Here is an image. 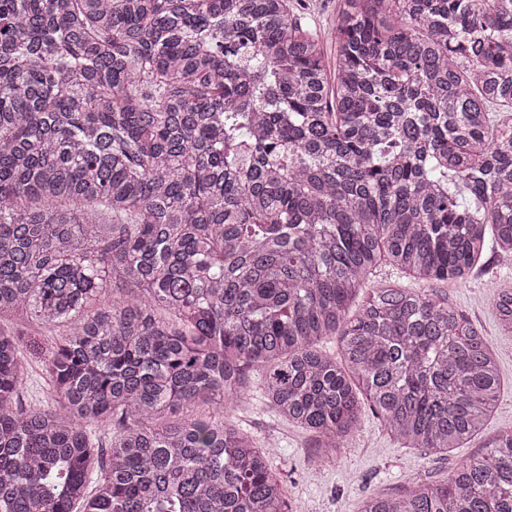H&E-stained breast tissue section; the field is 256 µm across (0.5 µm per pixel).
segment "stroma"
Here are the masks:
<instances>
[{
    "instance_id": "35a3bbf8",
    "label": "stroma",
    "mask_w": 512,
    "mask_h": 512,
    "mask_svg": "<svg viewBox=\"0 0 512 512\" xmlns=\"http://www.w3.org/2000/svg\"><path fill=\"white\" fill-rule=\"evenodd\" d=\"M291 4L302 25L321 39L328 68H335L336 46L330 32L341 0H291ZM507 283H512V260L493 258L469 284L451 281L436 286L439 295L480 325L495 348L504 382L484 435L447 453L432 455L403 447L366 409L346 447L334 460L321 461L310 434L270 411L258 389L261 371L249 373L248 402L232 419L262 447L271 449V469L283 479L293 512H360L366 496L400 495L413 479H423L431 487L440 485L459 464L481 453L487 435L512 429V334L499 327L492 307L496 287Z\"/></svg>"
}]
</instances>
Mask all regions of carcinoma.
<instances>
[{
	"mask_svg": "<svg viewBox=\"0 0 512 512\" xmlns=\"http://www.w3.org/2000/svg\"><path fill=\"white\" fill-rule=\"evenodd\" d=\"M332 38L334 82L288 0H0V320L66 327L0 330V512H289L229 423L254 368L329 459L366 401L406 448L484 431L496 352L433 285L512 255V0H344ZM382 262L423 287L349 316ZM484 448L360 512H512ZM4 328L13 332H22L25 334H31L32 336H40V338H43L53 343L55 341L60 340V338L62 337L60 335L63 333L62 328H55V330L52 328H39L38 326H34L33 324H28L26 321H24V319H20L19 317L9 319L8 321H6ZM27 386L25 400L35 402L49 397L48 383L39 363L31 362Z\"/></svg>",
	"mask_w": 512,
	"mask_h": 512,
	"instance_id": "obj_1",
	"label": "carcinoma"
}]
</instances>
